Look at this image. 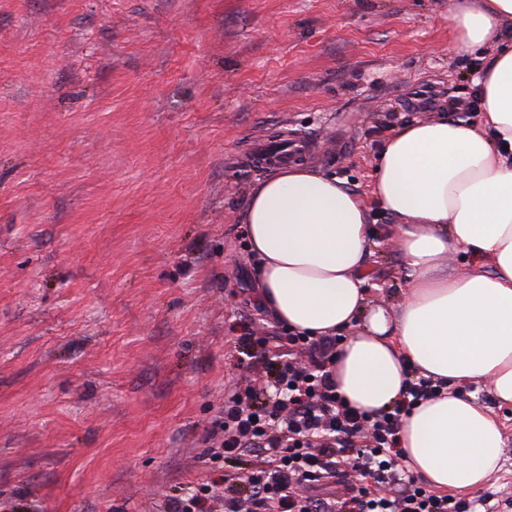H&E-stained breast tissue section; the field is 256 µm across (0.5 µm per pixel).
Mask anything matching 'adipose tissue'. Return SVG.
<instances>
[{
  "label": "adipose tissue",
  "instance_id": "ef3b65f1",
  "mask_svg": "<svg viewBox=\"0 0 512 512\" xmlns=\"http://www.w3.org/2000/svg\"><path fill=\"white\" fill-rule=\"evenodd\" d=\"M450 20L459 47L489 50L477 79L483 123L416 121L381 150L373 191L398 219L389 236L408 269L397 307L367 297L373 231L336 178L278 169L253 187L240 222L262 308L311 336L348 330L334 376L352 406H391L412 370L447 384L405 417L401 459L433 488L475 493L504 456L493 408L512 407V0H461ZM456 253L462 266L447 270ZM481 382L492 405L459 390Z\"/></svg>",
  "mask_w": 512,
  "mask_h": 512
}]
</instances>
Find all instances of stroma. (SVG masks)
I'll return each mask as SVG.
<instances>
[{"mask_svg":"<svg viewBox=\"0 0 512 512\" xmlns=\"http://www.w3.org/2000/svg\"><path fill=\"white\" fill-rule=\"evenodd\" d=\"M452 0H0V512H163L212 477L253 304L251 145L369 196L396 128L465 111ZM369 296L394 306L392 242Z\"/></svg>","mask_w":512,"mask_h":512,"instance_id":"1","label":"stroma"}]
</instances>
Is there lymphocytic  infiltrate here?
Returning a JSON list of instances; mask_svg holds the SVG:
<instances>
[{"mask_svg":"<svg viewBox=\"0 0 512 512\" xmlns=\"http://www.w3.org/2000/svg\"><path fill=\"white\" fill-rule=\"evenodd\" d=\"M245 341L258 351L241 368L273 371L274 391L260 404L251 384H236L210 423L214 471L245 450L258 455L249 495L228 486L224 512H476V502L426 490L400 464L403 417L439 392L434 380L410 379L399 401L368 417L336 390L338 337L251 333Z\"/></svg>","mask_w":512,"mask_h":512,"instance_id":"obj_1","label":"lymphocytic infiltrate"}]
</instances>
